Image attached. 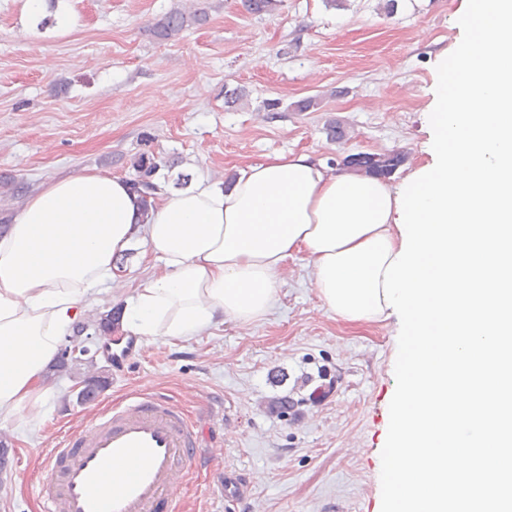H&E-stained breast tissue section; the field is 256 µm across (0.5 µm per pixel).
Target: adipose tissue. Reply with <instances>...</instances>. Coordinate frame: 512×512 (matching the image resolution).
Here are the masks:
<instances>
[{
	"label": "adipose tissue",
	"instance_id": "ef3b65f1",
	"mask_svg": "<svg viewBox=\"0 0 512 512\" xmlns=\"http://www.w3.org/2000/svg\"><path fill=\"white\" fill-rule=\"evenodd\" d=\"M395 187L336 174L308 154L268 156L231 186L200 182L150 208L99 172L30 195L0 234V424L40 421L46 374L98 288H122L117 259L144 243L159 267L125 297V330L189 341L231 319L264 318L294 253L313 259L324 307L353 323L386 319L384 271L401 250Z\"/></svg>",
	"mask_w": 512,
	"mask_h": 512
}]
</instances>
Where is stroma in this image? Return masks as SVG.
<instances>
[{"label":"stroma","mask_w":512,"mask_h":512,"mask_svg":"<svg viewBox=\"0 0 512 512\" xmlns=\"http://www.w3.org/2000/svg\"><path fill=\"white\" fill-rule=\"evenodd\" d=\"M463 0H282L271 15L243 0H207L208 18L178 39L151 27L189 0H67L76 26L58 31L0 0V175L37 189L84 171L131 178L138 154L159 161L165 185L223 180L273 154L306 152L331 171L358 152L404 154L398 186L425 164L436 67L462 39ZM244 90L224 103L225 89ZM315 98L306 112L295 102ZM279 100L268 112L264 104ZM340 123L346 136L330 140ZM397 318L349 323L325 311L307 254L289 258L265 318L225 320L189 342L128 336L116 366L103 336L94 364L49 377L58 397L38 432L0 428L9 449L0 512H42L35 489L45 449L73 417L76 394L97 376L117 403L159 392L183 405L204 443L252 484L229 502L202 469L177 493L191 512H381V450L396 388ZM287 398L288 410L270 411Z\"/></svg>","instance_id":"35a3bbf8"}]
</instances>
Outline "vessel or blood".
Segmentation results:
<instances>
[{
  "mask_svg": "<svg viewBox=\"0 0 512 512\" xmlns=\"http://www.w3.org/2000/svg\"><path fill=\"white\" fill-rule=\"evenodd\" d=\"M89 411L44 455L38 494L46 512H180L176 490L203 463L216 465L221 497L250 495L249 482L220 469L223 449L201 447L199 430L182 405L161 395L134 397Z\"/></svg>",
  "mask_w": 512,
  "mask_h": 512,
  "instance_id": "b4317fda",
  "label": "vessel or blood"
}]
</instances>
